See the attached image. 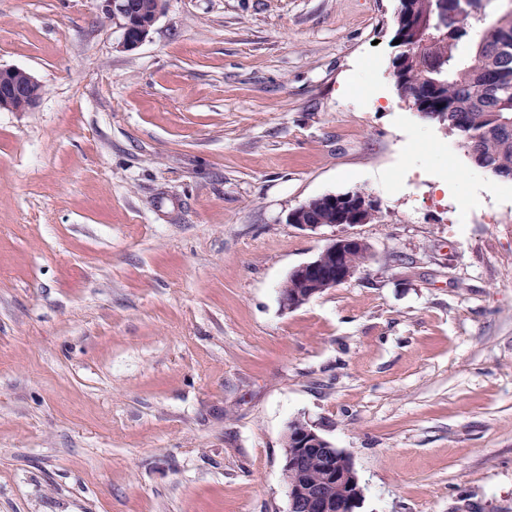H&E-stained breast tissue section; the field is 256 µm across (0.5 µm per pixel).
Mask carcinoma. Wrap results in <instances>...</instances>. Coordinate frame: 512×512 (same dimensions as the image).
<instances>
[{
  "mask_svg": "<svg viewBox=\"0 0 512 512\" xmlns=\"http://www.w3.org/2000/svg\"><path fill=\"white\" fill-rule=\"evenodd\" d=\"M445 2V24L433 30L437 0H399L396 85L414 89L418 111L444 113L443 126L477 168L512 180V12L492 29L485 0Z\"/></svg>",
  "mask_w": 512,
  "mask_h": 512,
  "instance_id": "obj_1",
  "label": "carcinoma"
}]
</instances>
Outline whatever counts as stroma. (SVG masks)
<instances>
[{
	"instance_id": "stroma-1",
	"label": "stroma",
	"mask_w": 512,
	"mask_h": 512,
	"mask_svg": "<svg viewBox=\"0 0 512 512\" xmlns=\"http://www.w3.org/2000/svg\"><path fill=\"white\" fill-rule=\"evenodd\" d=\"M399 0H0V512H288L282 441L348 451L358 512H512V181L392 75ZM459 171L456 181L447 174ZM363 190L371 257L289 212ZM100 12L109 21H118L121 30L117 47L124 51L138 48L149 36L151 26H139L130 12L128 0H98ZM39 81L27 70L20 67H0V112H28L36 109L41 98H30L18 104L26 85ZM367 197H360L354 192L345 194H327L321 198L326 205L338 211L340 218L333 211L323 209L317 198L308 201L306 204L310 208L311 217L318 216L324 224L307 223L308 217L300 206L290 211L287 220L290 224H295L303 230L316 231L322 227L334 228V234L331 235L329 242L325 247L310 261L295 267L289 274L304 285V288H297L293 281L285 280L281 286L284 292H288L290 288H295L290 294H281L280 303L283 309L291 310L299 307L303 303L310 301L316 296L327 290L328 287H336L342 284L357 273L363 265H365L368 257L363 252L351 251L345 256V252L354 249H364L366 243L352 235L351 233H339L336 235V227H345L355 225L359 222L361 213L376 206V201L365 191H355ZM338 220L342 224H331ZM353 268L347 265L344 261Z\"/></svg>"
}]
</instances>
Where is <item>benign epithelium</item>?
I'll list each match as a JSON object with an SVG mask.
<instances>
[{
	"label": "benign epithelium",
	"instance_id": "benign-epithelium-1",
	"mask_svg": "<svg viewBox=\"0 0 512 512\" xmlns=\"http://www.w3.org/2000/svg\"><path fill=\"white\" fill-rule=\"evenodd\" d=\"M99 2L103 17L119 22V49L132 51L148 38L152 27L137 24L127 0ZM36 83L38 80L23 68L0 67V112L36 109L40 103L38 98L18 104L24 87ZM322 199L326 205L338 211L344 227L357 224L364 210L376 206L375 200L353 192L327 194ZM287 220L303 230L322 228L320 224L308 222V217L299 207L288 213ZM365 246L362 239L350 233L331 235L329 242L312 260L290 272V276L302 283L303 287L280 295L283 309H295L327 288H334L354 277L357 269L345 263V252ZM284 438L282 471L288 493V512H355L360 507L363 491L354 464H349L347 471L342 467V460L349 458L346 451L334 447L316 425L301 418L288 423Z\"/></svg>",
	"mask_w": 512,
	"mask_h": 512
}]
</instances>
